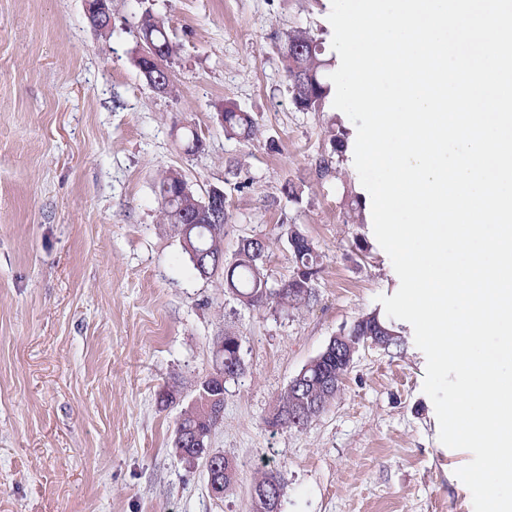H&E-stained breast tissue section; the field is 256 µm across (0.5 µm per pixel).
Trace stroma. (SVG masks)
Listing matches in <instances>:
<instances>
[{"instance_id":"stroma-1","label":"stroma","mask_w":512,"mask_h":512,"mask_svg":"<svg viewBox=\"0 0 512 512\" xmlns=\"http://www.w3.org/2000/svg\"><path fill=\"white\" fill-rule=\"evenodd\" d=\"M147 10L178 45L167 95L134 63ZM330 11L331 0H112L101 33L83 0H0V512H250L261 470L278 474L282 512H473L456 475L471 455L439 440L409 323L403 352L361 345L303 428L267 423L304 365L397 290L371 216L351 210L358 173L329 143V123L348 135L354 124L329 99L296 110L278 51L288 30L308 29L333 73ZM228 106L257 118L253 139L225 138ZM187 128L198 153L184 150ZM323 156L335 174L319 181ZM170 169L195 194L223 187L224 257L265 238L271 287L291 273L281 227L300 225L323 255L309 305L252 309L223 278L197 277L155 193ZM289 179L304 182L299 201L282 192ZM227 331L243 338L245 370L225 384L211 439L234 465L216 498L173 438Z\"/></svg>"}]
</instances>
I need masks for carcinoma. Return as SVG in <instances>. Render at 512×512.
Instances as JSON below:
<instances>
[{
	"label": "carcinoma",
	"mask_w": 512,
	"mask_h": 512,
	"mask_svg": "<svg viewBox=\"0 0 512 512\" xmlns=\"http://www.w3.org/2000/svg\"><path fill=\"white\" fill-rule=\"evenodd\" d=\"M138 33L144 39L166 47L165 56L176 54V44L172 41L169 28L163 19L145 11L138 23ZM280 54L286 63L289 91L295 108L302 112H318L329 94L328 85L322 80L321 71L325 65L322 59L321 44L304 28H294L285 35L280 46ZM224 136L229 139L249 140L257 131V122L253 115L240 112L230 106L224 108L221 119ZM181 173L167 171L157 183L159 195L172 194L180 185ZM229 223V214H224L222 224H197L190 229L183 239V250L190 255L193 251L209 250L213 254H224L225 224ZM282 237L291 254L292 271L287 280L278 289L271 290L265 273V263L269 244L253 237H243L232 261L223 265L224 288L235 295L244 305L252 308H264L271 304L281 310L297 309L309 302L313 294L314 282L322 269L319 246L307 236L297 224H283ZM378 321L390 330L393 324L382 319L377 312L361 316L348 331L350 336L369 335L372 323ZM242 349V337L235 333H225L219 341L222 356L218 376L236 374L229 366L239 361ZM348 369L336 363L330 357L314 364L305 373L301 387L311 405L300 404L296 388L289 387L280 396L269 423L288 428H298L308 423L316 414L322 412L335 399L339 389L336 382L343 380ZM199 399L213 398L211 408L195 403L187 407L177 423L173 445L176 448H205L212 433L224 419V386L215 379L203 381L198 389ZM274 489L277 496H282V486L273 471H263L255 478L254 490Z\"/></svg>",
	"instance_id": "1"
}]
</instances>
